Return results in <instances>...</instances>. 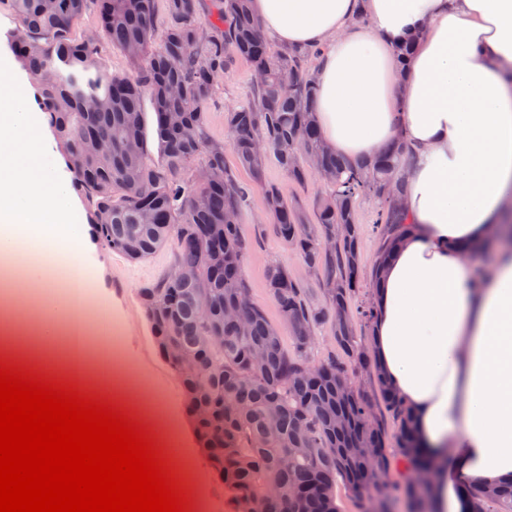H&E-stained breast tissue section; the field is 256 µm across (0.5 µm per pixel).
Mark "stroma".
I'll return each mask as SVG.
<instances>
[{
	"label": "stroma",
	"mask_w": 512,
	"mask_h": 512,
	"mask_svg": "<svg viewBox=\"0 0 512 512\" xmlns=\"http://www.w3.org/2000/svg\"><path fill=\"white\" fill-rule=\"evenodd\" d=\"M253 80L251 65L243 59L219 78L215 95L205 109L214 139H225V111L227 107H236L247 101ZM265 180L267 184L279 187L289 203L308 211L312 210L315 200L328 191L327 186L314 176L302 185L290 181L272 158L266 163ZM375 211L376 203L372 198L363 196L358 199L356 217L361 229V266L366 270L373 266L380 248L374 227ZM240 234L248 246L243 271L251 297L272 322H279L280 317L266 286L265 272L271 263L286 266L293 277L307 286L310 299L324 304L320 274L309 270L299 254L278 237L267 214L261 187H254L241 212ZM88 259L95 268L96 282L86 292L85 314L91 319L101 309L111 312V322L99 325L97 334L129 364L135 379L123 402L124 407L130 409L139 422L147 425L154 424L158 415H165L178 437L175 456L190 466L188 474L193 497L205 501L207 512H234L228 487L213 476L199 452L180 383L155 343L138 296L141 286L170 270L174 259L172 247L161 248L145 261L132 262L97 245Z\"/></svg>",
	"instance_id": "obj_1"
}]
</instances>
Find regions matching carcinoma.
Wrapping results in <instances>:
<instances>
[{"label": "carcinoma", "mask_w": 512, "mask_h": 512, "mask_svg": "<svg viewBox=\"0 0 512 512\" xmlns=\"http://www.w3.org/2000/svg\"><path fill=\"white\" fill-rule=\"evenodd\" d=\"M155 0H8L18 21L10 34L16 59L85 201L87 222L106 249L131 261L159 248L175 251L188 282L165 273L138 294L158 348L179 379L195 417L199 450L232 491L237 512H339L333 489L343 483L359 512H389L394 486L386 480V434L372 399L342 387L347 362L363 364L398 423L397 440L411 466L431 461L421 449L413 416L377 361L365 357L355 318L369 323L371 300L352 311L358 287L360 228L355 203L377 200L375 224L386 238L380 260L396 244L392 230L407 223L394 175L403 148L393 144L370 162L351 165L327 151L311 107L318 49L273 48L250 0H166L168 24L155 36ZM99 32L81 35L86 12ZM131 64L129 74L101 65V42ZM242 58L254 74L250 100L227 112L228 140L211 137L205 108L224 71ZM150 98L160 161L149 157L144 99ZM231 148L252 182L240 181L224 160ZM274 157L288 178L314 174L330 193L314 203V220L264 181ZM264 189L279 238L311 269L323 273L328 306L310 301L288 268L272 263L266 282L294 349L280 326L246 303V244L242 207L253 186ZM342 225L336 234V225ZM337 236L332 250L323 242ZM246 303L241 327L224 310ZM332 323L336 351L315 366V329ZM176 350L172 356L165 345ZM192 362L187 375L183 365ZM467 512H512V483L464 486Z\"/></svg>", "instance_id": "cac0c4a2"}]
</instances>
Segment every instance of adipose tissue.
<instances>
[{
	"instance_id": "obj_1",
	"label": "adipose tissue",
	"mask_w": 512,
	"mask_h": 512,
	"mask_svg": "<svg viewBox=\"0 0 512 512\" xmlns=\"http://www.w3.org/2000/svg\"><path fill=\"white\" fill-rule=\"evenodd\" d=\"M267 38L316 45L313 107L327 148L360 163L391 141L409 219L377 280L369 347L412 412L436 464V512H465V484L512 480V0H252ZM415 37L411 55L397 43ZM27 96H0V257L20 240L69 259L63 315L45 306L16 341L77 372L79 389L113 359L86 348L91 283L68 176ZM496 242L483 274L472 247Z\"/></svg>"
}]
</instances>
